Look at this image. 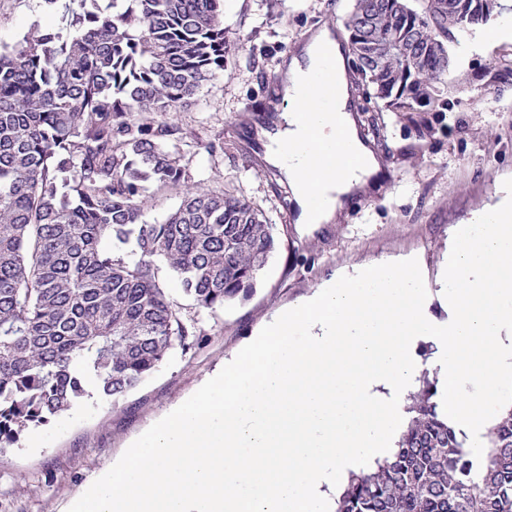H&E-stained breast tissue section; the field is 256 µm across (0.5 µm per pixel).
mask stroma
<instances>
[{
  "mask_svg": "<svg viewBox=\"0 0 512 512\" xmlns=\"http://www.w3.org/2000/svg\"><path fill=\"white\" fill-rule=\"evenodd\" d=\"M352 6L353 0H224L233 41L226 71L180 111L155 119L180 126L191 146L182 160L190 181L215 192L235 189L263 209L279 250L248 299L213 312L199 310L177 276L165 274L168 296L184 319L197 322L202 345L174 350L119 404L86 399L0 448V512H68L112 460L223 368L257 326L325 282L414 258L427 288L437 290L454 232L494 204L499 185L512 178V37L482 48L479 25L449 41L447 109L363 113L364 130L385 161L381 183L339 223L300 226L250 132L274 103L276 76L291 53L323 25L342 29ZM77 7L76 0H0V44H14L33 25L60 24ZM252 56L262 70L249 68ZM209 144L215 152H206Z\"/></svg>",
  "mask_w": 512,
  "mask_h": 512,
  "instance_id": "obj_1",
  "label": "stroma"
}]
</instances>
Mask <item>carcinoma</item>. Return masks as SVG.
<instances>
[{"label":"carcinoma","instance_id":"1","mask_svg":"<svg viewBox=\"0 0 512 512\" xmlns=\"http://www.w3.org/2000/svg\"><path fill=\"white\" fill-rule=\"evenodd\" d=\"M224 0H79L62 25L0 46V448L91 392L116 405L198 345L160 272L197 308L247 299L279 248L264 211L188 185L175 112L224 73ZM448 0H355L348 67L377 112H439ZM185 188L162 222L153 190ZM425 374L393 454L353 473L335 512H512V406L474 458Z\"/></svg>","mask_w":512,"mask_h":512}]
</instances>
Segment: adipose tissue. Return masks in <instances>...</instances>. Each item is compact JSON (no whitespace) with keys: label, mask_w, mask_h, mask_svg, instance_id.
I'll return each mask as SVG.
<instances>
[{"label":"adipose tissue","mask_w":512,"mask_h":512,"mask_svg":"<svg viewBox=\"0 0 512 512\" xmlns=\"http://www.w3.org/2000/svg\"><path fill=\"white\" fill-rule=\"evenodd\" d=\"M329 60L338 75L340 114L323 111L316 75L322 60ZM280 96L287 102L280 121L260 129L267 140L266 160L288 184L296 223L329 224L338 219L353 194L367 184L379 183L382 165L369 140L362 137L352 86L342 50V42L331 29L314 33L288 60L281 82ZM347 146L350 156L344 163L325 155L327 143ZM319 157L325 167L336 170V180L320 183L309 165Z\"/></svg>","instance_id":"ef3b65f1"}]
</instances>
